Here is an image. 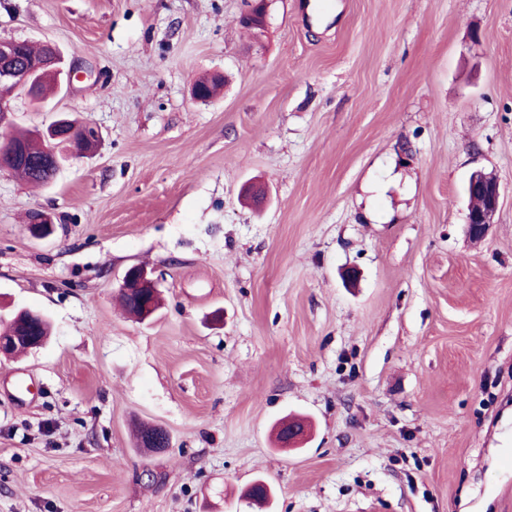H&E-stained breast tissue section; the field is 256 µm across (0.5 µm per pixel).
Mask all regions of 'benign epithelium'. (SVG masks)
<instances>
[{"label":"benign epithelium","instance_id":"1","mask_svg":"<svg viewBox=\"0 0 512 512\" xmlns=\"http://www.w3.org/2000/svg\"><path fill=\"white\" fill-rule=\"evenodd\" d=\"M268 2L269 0H250L248 9L239 18L240 22L255 30L257 36L261 35L266 26ZM20 45L19 40L0 39V170H14L29 150V147L12 139L11 122L8 118L11 112L10 101L21 94L27 95L33 102L41 99L40 86L43 77L48 73L62 78L68 85L88 76L86 72L65 66L63 56L53 46L48 47L44 57L19 67L16 65V56ZM217 83H222V79L215 75H203L194 79L191 85L192 99L199 103L208 102L210 97L207 90ZM467 196L480 199L478 206H468L467 215L469 234L479 240L486 235L489 225L494 223L499 209L500 185L496 176L483 170L472 172L467 182ZM119 291L137 294V299L142 304L141 318L146 319L157 310L155 299L152 298V294L157 292L156 281L146 267H130L122 277ZM45 340L44 336H33L21 331L8 335L0 331V357L16 354L22 343L28 350L37 349ZM168 446V435L159 427L145 432L139 441V447L149 452L160 451Z\"/></svg>","mask_w":512,"mask_h":512}]
</instances>
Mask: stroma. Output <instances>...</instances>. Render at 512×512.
Wrapping results in <instances>:
<instances>
[{"label":"stroma","instance_id":"stroma-1","mask_svg":"<svg viewBox=\"0 0 512 512\" xmlns=\"http://www.w3.org/2000/svg\"><path fill=\"white\" fill-rule=\"evenodd\" d=\"M303 3L257 40L247 0H0V38L89 72L14 126L99 134L45 187L0 173V315L52 323L0 361V512H512V0ZM205 72L230 81L201 105ZM134 264L145 323L115 300ZM467 197H478L480 203L477 207L468 204L467 224L472 238L482 239L490 224H494L499 209L500 185L493 173L483 170L472 172L467 182ZM471 203L479 202L470 198ZM152 273L145 266L135 265L130 267L123 275L119 291L126 294H120V301L123 309L129 315L138 318L140 303L143 308L141 319L146 320L158 309L159 305L157 307L155 299L151 297L152 294L157 292L156 281L151 277ZM132 293H136L137 298L127 295ZM146 425L147 424H141L136 429L137 439L138 441L140 440L139 447L145 448L149 452H156L167 448L169 446L167 433L162 428L153 427L143 434L144 430L147 428Z\"/></svg>","mask_w":512,"mask_h":512}]
</instances>
